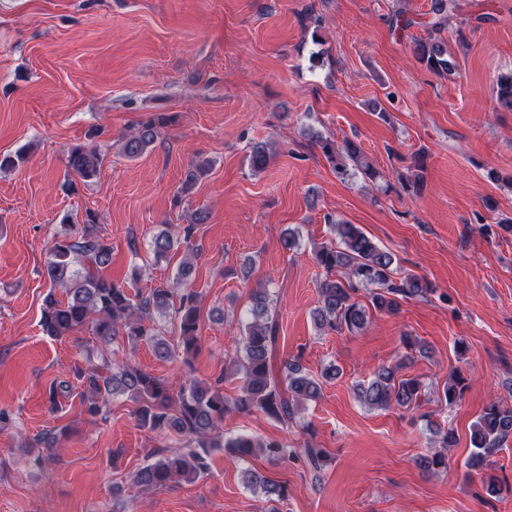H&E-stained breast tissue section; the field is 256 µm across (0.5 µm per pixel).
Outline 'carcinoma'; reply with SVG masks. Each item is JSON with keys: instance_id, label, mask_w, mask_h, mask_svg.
Wrapping results in <instances>:
<instances>
[{"instance_id": "obj_1", "label": "carcinoma", "mask_w": 512, "mask_h": 512, "mask_svg": "<svg viewBox=\"0 0 512 512\" xmlns=\"http://www.w3.org/2000/svg\"><path fill=\"white\" fill-rule=\"evenodd\" d=\"M458 10L457 0H432L429 37L419 39L414 51L419 61L440 77L456 75V58L448 53L438 34L448 24V16ZM498 102L512 108V72L497 79ZM167 121L163 115L151 117L124 138L122 152L131 159L140 157L158 138V129ZM327 161L337 172L353 169L363 179L374 181L379 172L368 161L360 146L351 140L342 143L323 136L312 129L306 132ZM272 152L264 143L253 145L249 156L250 169L259 173L266 169ZM101 152L95 147L76 144L67 151V168L82 179L94 176L102 164ZM203 212L196 214L194 223L182 228V243L198 256L192 247L195 224L206 221ZM98 218L93 211L86 212L82 225L62 220V231L49 248L44 277L50 288L64 290L65 299L50 293L45 298L41 327L49 336L66 338L74 332L86 330L101 345H110L117 339L137 346L150 347L163 361L182 359L191 364L200 347V300L191 288L183 286L193 263H181L176 280L170 287L151 288L147 292L131 293L126 285L106 279L101 268L112 261V251L97 228ZM338 242L322 243L312 250L315 264L326 271L319 285L318 306L312 312L314 325L319 330L350 333L363 330L368 323V311L356 298L358 287L374 286L371 305L390 315L399 313L401 301L425 298L432 293L427 281L408 273L395 277V256L377 246L358 226L336 221L332 224ZM175 241L167 232L153 240L156 258H162L174 248ZM274 299L269 289L258 286L250 293L247 315L241 321L240 347L225 362L224 372L211 382L189 379L173 392L172 383L152 375L136 364L125 361L114 364L102 358V364L89 370H73L75 383L68 380L54 382L49 388L50 400L79 390L86 413L95 418L109 412L112 397L125 394L137 404L135 414L138 426L156 434L174 433L186 437L193 447L180 456L155 454L153 461L138 469L133 483L143 490L165 487L171 482L194 484L210 468L211 453L217 448H228L233 456L246 459L263 456L270 462L296 461L314 472L323 467L326 458L321 448H292L288 442L262 441L248 435L224 439L219 424L230 412L261 413L284 424L292 422L305 403L320 398L319 380L305 371L300 357L286 361L280 368L274 366V352L279 340V321L272 310ZM175 314L178 336L173 342L162 336L157 318ZM407 354L394 366H381L372 378L355 388L357 399L370 409L392 406L415 410L421 406L425 385L417 377L400 378L403 363L413 354H428L429 349L411 336L402 337ZM241 380V394L233 399L224 395V381ZM465 386L457 374L449 377L443 387L447 404L461 399ZM512 436V407L490 403L474 422L471 432L473 450L466 462L470 469L485 472L486 493L501 494L499 478L488 472L492 457L503 442ZM456 441L453 431L444 432L438 448L423 456L419 465L426 471L448 467V450ZM245 485L263 493L268 499H286V489L267 477L262 471L244 472Z\"/></svg>"}]
</instances>
